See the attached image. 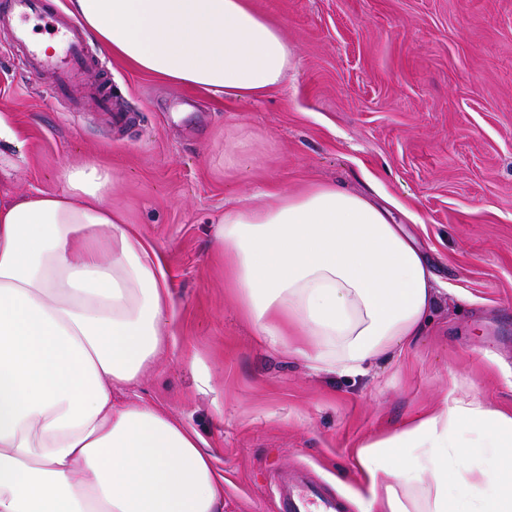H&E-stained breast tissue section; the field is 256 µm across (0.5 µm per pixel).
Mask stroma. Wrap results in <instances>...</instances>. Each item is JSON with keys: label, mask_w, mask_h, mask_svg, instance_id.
I'll use <instances>...</instances> for the list:
<instances>
[{"label": "stroma", "mask_w": 512, "mask_h": 512, "mask_svg": "<svg viewBox=\"0 0 512 512\" xmlns=\"http://www.w3.org/2000/svg\"><path fill=\"white\" fill-rule=\"evenodd\" d=\"M252 3L294 51L256 100L157 81L92 40L74 112L0 56V196L61 190L68 163L110 168L112 204L163 255L176 309L166 351L114 398L201 436L223 512H278L271 473L294 466L363 512L360 445L451 398L512 413V0ZM103 92L128 123L101 111ZM322 182L410 212L444 285L423 336L362 377L265 344L214 240L225 205Z\"/></svg>", "instance_id": "stroma-1"}]
</instances>
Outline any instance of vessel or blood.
I'll return each mask as SVG.
<instances>
[{"label":"vessel or blood","instance_id":"b4317fda","mask_svg":"<svg viewBox=\"0 0 512 512\" xmlns=\"http://www.w3.org/2000/svg\"><path fill=\"white\" fill-rule=\"evenodd\" d=\"M0 26L11 29L15 42L23 46L20 65L26 73L36 79L51 76L55 95L77 93L88 69L84 39L78 30L52 16L45 0H0ZM43 31L61 36V52L50 54L39 48L33 37ZM275 489L279 512H344L342 502L307 469H281Z\"/></svg>","mask_w":512,"mask_h":512}]
</instances>
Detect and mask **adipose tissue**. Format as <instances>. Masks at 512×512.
<instances>
[{
    "instance_id": "obj_1",
    "label": "adipose tissue",
    "mask_w": 512,
    "mask_h": 512,
    "mask_svg": "<svg viewBox=\"0 0 512 512\" xmlns=\"http://www.w3.org/2000/svg\"><path fill=\"white\" fill-rule=\"evenodd\" d=\"M69 12L129 69L217 97L261 98L293 62L251 0H69ZM61 178L0 199V512H223L199 435L112 401L167 347L163 259L113 207L110 169ZM215 238L258 335L342 376L421 335L437 300L402 226L333 183L230 206ZM511 448L512 415L475 396L444 403L356 449L365 512H512Z\"/></svg>"
}]
</instances>
